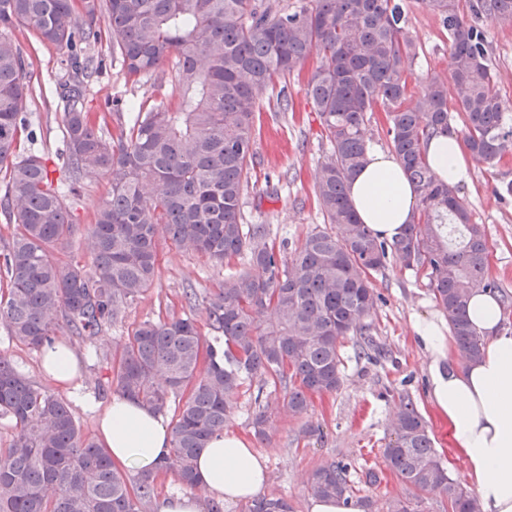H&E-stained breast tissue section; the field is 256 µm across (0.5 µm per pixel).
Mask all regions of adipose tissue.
I'll return each mask as SVG.
<instances>
[{"instance_id":"1","label":"adipose tissue","mask_w":512,"mask_h":512,"mask_svg":"<svg viewBox=\"0 0 512 512\" xmlns=\"http://www.w3.org/2000/svg\"><path fill=\"white\" fill-rule=\"evenodd\" d=\"M426 156L443 181H468V153L459 138L434 135ZM349 198L360 222L380 237L398 238L414 221L416 192L396 156L379 148L369 147L368 162L351 181ZM468 317L482 347L477 358L460 365L450 360L453 338L442 324L424 319L415 332L430 359V397L448 422L452 448L465 464L467 487L480 512H512V328L503 325L500 302L479 289L470 295ZM40 368L67 386L78 374V359L68 345L58 343L42 350ZM99 431L111 461L136 473L155 470L170 448L163 418L121 394L104 408ZM196 472L202 486L225 501L251 498L266 481L263 462L232 434L208 443Z\"/></svg>"}]
</instances>
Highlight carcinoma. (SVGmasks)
Returning <instances> with one entry per match:
<instances>
[{
  "mask_svg": "<svg viewBox=\"0 0 512 512\" xmlns=\"http://www.w3.org/2000/svg\"><path fill=\"white\" fill-rule=\"evenodd\" d=\"M275 9L256 0H0V168L8 180L0 211L15 224L0 254L6 287L0 321L19 344L41 349L58 341L61 324L91 342L153 285L156 237L224 263L246 267L224 276L207 319L212 341L194 319L145 320L112 366L122 395L164 413L174 409L171 448L159 470L130 481L95 440L82 434L69 403L37 386L0 355V418L14 436L0 448V512H144L157 480L172 474L199 486L194 464L224 434L232 398L246 382L280 388L277 406L308 411L313 396L341 383V340L368 339L365 319L381 300L368 275L396 256L425 272L459 349L480 353L467 316L470 291L501 288L486 275L488 241L457 185L441 181L423 145L457 134L448 108L453 92L464 114L463 143L480 162L512 155V105L501 97L491 44L480 18L512 22V0H423L448 31L451 84L433 78L406 102L407 61L415 44L403 0H313ZM23 27L63 51L57 96L64 103V149L58 166L68 182L53 187L47 160L17 155L20 131L33 134L23 112L30 63L12 30ZM106 43L131 78L168 66L175 92L149 105L111 101L115 129L85 108ZM321 54L306 94L330 142L316 196L329 227L310 232L292 253L267 241L264 225L242 224L241 199L254 160L252 127L259 94L313 52ZM381 107L386 137L417 191V223L387 242L359 222L348 183L366 164V113ZM109 176L90 235V267L63 261L55 248L75 229L67 197L92 173ZM269 404L255 398L251 425L268 437ZM406 496L387 512H420L421 494L440 492L452 512H478L476 499L448 476L428 425L412 399L400 398L383 451ZM350 464L334 461L308 478L312 495L348 501ZM248 512H290L281 498L260 497Z\"/></svg>",
  "mask_w": 512,
  "mask_h": 512,
  "instance_id": "cac0c4a2",
  "label": "carcinoma"
}]
</instances>
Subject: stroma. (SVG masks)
Returning a JSON list of instances; mask_svg holds the SVG:
<instances>
[{"label":"stroma","instance_id":"35a3bbf8","mask_svg":"<svg viewBox=\"0 0 512 512\" xmlns=\"http://www.w3.org/2000/svg\"><path fill=\"white\" fill-rule=\"evenodd\" d=\"M407 27L417 45V55L406 66L410 95L422 92L430 77L448 78V33L437 16L422 0H404ZM492 43V67L498 88L512 102V24L485 22ZM14 38L30 56L31 83L24 109L38 115L36 141L20 135L17 152L24 155L39 149L46 158H55L63 146V105L51 90L61 78V51L49 44L35 43L25 29ZM319 62L311 55L286 78L292 110L276 108L277 87L266 88L259 96L254 118L256 165L242 199L244 221L262 224L267 238L296 247L305 236L324 228L326 222L315 196V178L330 143L306 95L307 83ZM171 85L154 80H135L125 75L119 61L106 62L102 74L87 95V105L98 109L106 97L127 103L154 101L171 93ZM512 182V157L497 163L474 162L471 180L462 187V196L475 223L485 228L488 239L487 276L512 294V194L504 187ZM110 190L104 174L86 176L81 195L72 205L77 232L70 243L58 247L62 260L90 262L88 246L93 216ZM157 277L145 293L129 304L112 325L104 328L94 343H87L62 331L61 340L73 347L82 359L79 377L70 388L53 387L39 369V351L17 344L0 324V354L11 359L32 382L54 388L56 395L70 403L83 433L97 437V415L112 399L109 381L112 362L125 343L145 320L172 316H194L205 337H213L206 306L229 272L242 269L245 258L218 264L179 247L167 235L158 237ZM381 300L369 318L372 345L368 356H360V339L350 336L341 346L343 357L340 388L316 396L306 414L289 415L272 410L269 439L260 442L253 435L250 417L256 389L241 392L233 399L227 432L246 440L263 459L268 480L262 489L267 497L288 500L293 512H309L307 480L321 465L343 460L351 463L355 499L365 502L364 512H386L388 499L405 495L403 484L384 460L383 449L390 439L391 416L400 395H410L427 422L434 446L450 478L463 481L464 466L449 447L448 425L430 402L429 358L417 338L418 320L446 321L422 272L405 267L395 256H388L384 267L370 275ZM193 291L194 304H187L184 293ZM318 427V434H304L306 426ZM375 468L380 476L376 485H366L363 475Z\"/></svg>","mask_w":512,"mask_h":512}]
</instances>
